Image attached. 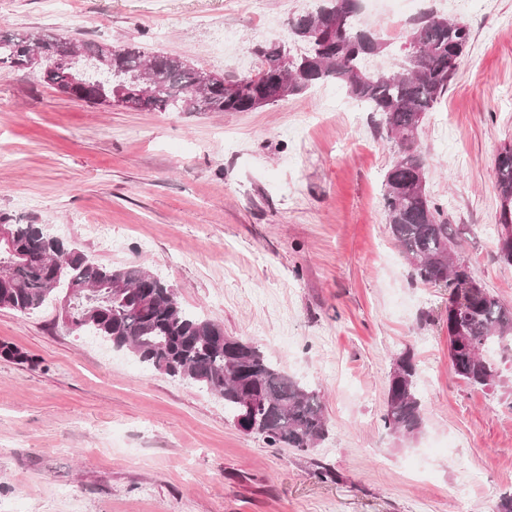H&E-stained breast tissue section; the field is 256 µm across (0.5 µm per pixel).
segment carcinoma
Masks as SVG:
<instances>
[{"label": "carcinoma", "instance_id": "cac0c4a2", "mask_svg": "<svg viewBox=\"0 0 512 512\" xmlns=\"http://www.w3.org/2000/svg\"><path fill=\"white\" fill-rule=\"evenodd\" d=\"M287 27L311 31L289 49L288 73L271 66L281 44L260 50L270 63L247 78L199 87L200 69L186 60L136 44L112 51V83L100 84L80 75L78 98L103 104L112 86L129 92L150 86V109L182 112L195 99L196 112H249L278 102L277 87L288 95L304 93L336 81L349 96L379 116L378 125L394 138L396 156L384 176L383 207L392 238L407 261L413 282L455 292L473 267L461 255L457 235L441 205L420 190L424 156L419 130L427 112L453 83L472 40L470 26L444 14L423 13L401 37L402 61L387 74L368 68L386 51L382 39L360 20L356 0H324L307 15L289 19ZM77 46L80 60L92 62L99 46L52 33L0 31V70H24L33 50L42 58L43 80L65 88L67 72L56 65L58 53ZM494 175L499 206L497 224H512V148L497 153ZM11 251L0 248V308L22 314L56 302L74 284L86 287L76 301V315L97 316L93 335L123 349L158 372L178 377L224 399L233 420L243 415L260 423L258 434L274 447L309 452L328 433V419L316 391L291 377L264 356L253 343L224 335L220 324L192 315L176 292L142 265L112 268L90 260L71 243L44 232L37 224H11ZM68 255L65 266L55 259ZM512 350V307L487 288L464 307L448 310V351L453 372L477 389L503 382L492 350ZM385 390V429L415 437L423 425L418 368L413 352L396 359Z\"/></svg>", "mask_w": 512, "mask_h": 512}]
</instances>
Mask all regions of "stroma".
Segmentation results:
<instances>
[{
    "mask_svg": "<svg viewBox=\"0 0 512 512\" xmlns=\"http://www.w3.org/2000/svg\"><path fill=\"white\" fill-rule=\"evenodd\" d=\"M318 0H0V30L178 55L232 80ZM471 46L419 130L426 189L461 254L512 306L495 252L494 159L512 143V0L457 11ZM232 51L214 54L216 34ZM343 85L253 112H140L0 73V216L115 268L141 264L188 311L318 392L309 453L241 431L221 397L69 332L48 306L0 309V512H494L512 492V364L475 389L448 357V293L412 283L389 232L396 151ZM107 227L102 247L89 227ZM413 349L424 431L383 426L385 382Z\"/></svg>",
    "mask_w": 512,
    "mask_h": 512,
    "instance_id": "35a3bbf8",
    "label": "stroma"
}]
</instances>
